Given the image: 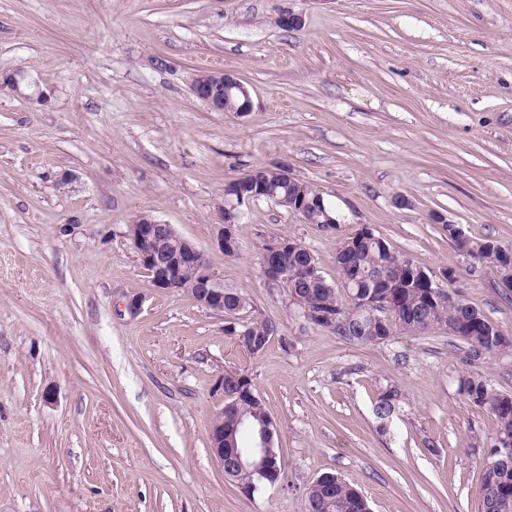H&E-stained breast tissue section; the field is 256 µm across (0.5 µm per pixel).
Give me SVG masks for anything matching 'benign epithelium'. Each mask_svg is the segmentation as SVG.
I'll list each match as a JSON object with an SVG mask.
<instances>
[{
	"label": "benign epithelium",
	"mask_w": 512,
	"mask_h": 512,
	"mask_svg": "<svg viewBox=\"0 0 512 512\" xmlns=\"http://www.w3.org/2000/svg\"><path fill=\"white\" fill-rule=\"evenodd\" d=\"M192 90L214 112L224 111V95L233 91L242 99L237 114L252 111L249 90L230 73L202 72L194 79ZM128 237L135 246L142 267L149 274L152 287L162 291L186 292L200 306L224 315V278L211 268L204 254L174 225L149 216L143 224L128 225ZM212 242L221 252H235L237 237L234 228L222 224L216 226ZM291 249L289 242L278 238L267 242L264 269L269 287H283L282 268L288 261ZM187 267L196 270V276L190 281L183 277ZM240 401L241 393L224 392V405L214 416L216 424L210 427V454L229 480L238 471L248 468L262 479L277 469L278 427L273 418L267 423H260L258 428L242 418L233 432L224 436V411Z\"/></svg>",
	"instance_id": "benign-epithelium-1"
}]
</instances>
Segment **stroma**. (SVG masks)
<instances>
[{
    "label": "stroma",
    "mask_w": 512,
    "mask_h": 512,
    "mask_svg": "<svg viewBox=\"0 0 512 512\" xmlns=\"http://www.w3.org/2000/svg\"><path fill=\"white\" fill-rule=\"evenodd\" d=\"M302 16L286 30L278 18ZM226 71L253 110L192 92ZM287 165L342 219L319 229L227 185ZM240 209L239 250L212 228ZM175 225L276 323L250 354L223 317L152 288L127 236ZM512 245V0H0V512H304L336 473L372 512H478L497 422L453 384L443 333L355 344L267 287L290 237L337 281L367 227L512 336V290L448 224ZM142 296L139 312L127 303ZM275 417L285 484L243 495L208 452L227 372ZM401 407L387 427L381 388ZM399 402L400 394L396 387L387 385L379 392L373 405V411L383 428L387 426H384L385 423L400 408Z\"/></svg>",
    "instance_id": "35a3bbf8"
}]
</instances>
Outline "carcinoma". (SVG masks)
<instances>
[{"label": "carcinoma", "mask_w": 512, "mask_h": 512, "mask_svg": "<svg viewBox=\"0 0 512 512\" xmlns=\"http://www.w3.org/2000/svg\"><path fill=\"white\" fill-rule=\"evenodd\" d=\"M276 188L272 202L291 211L305 197L312 196L310 186L298 181L288 184L280 168L258 167L232 183L225 194L237 199L253 190V183ZM448 233L456 249L475 264L496 274L512 259V246H503L488 238H473L455 231ZM353 243L355 253L347 256L344 247ZM294 253L284 269L286 284L296 287L302 297L312 290L323 315L310 314L307 320L326 328L356 344H384L396 333L411 335L443 331L448 346L463 354L469 369L458 374L456 390L468 403L495 416L498 427L480 461L483 471L479 490L478 512H512V394L496 390L481 367L492 358L512 359V336L491 339L493 324L463 296L453 302L436 304L433 296L443 289L434 279L423 280L415 275L419 266L392 247L381 248L374 241H363L359 235L343 239L336 249L338 282L329 281L309 288L306 267L315 263L311 252L297 241ZM386 274L391 287H375V277ZM251 308L250 298L239 288H224V310L244 313ZM275 323L254 316L242 318L238 325L243 336H266ZM400 408L396 387L381 389L373 405L380 425ZM370 503L355 486L342 477L325 473L305 492V512H369Z\"/></svg>", "instance_id": "1"}]
</instances>
